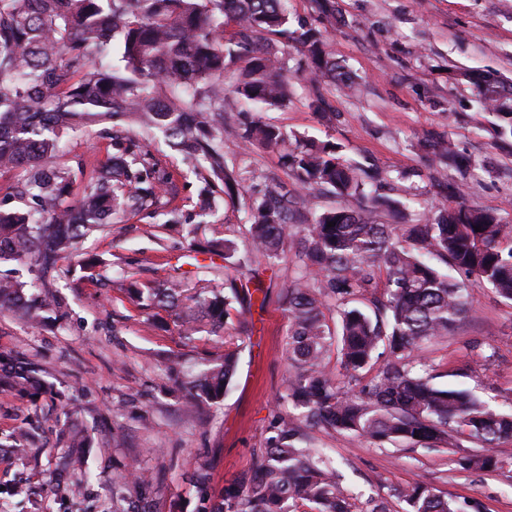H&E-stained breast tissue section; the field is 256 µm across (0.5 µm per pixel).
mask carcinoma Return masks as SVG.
Masks as SVG:
<instances>
[{
    "label": "carcinoma",
    "mask_w": 512,
    "mask_h": 512,
    "mask_svg": "<svg viewBox=\"0 0 512 512\" xmlns=\"http://www.w3.org/2000/svg\"><path fill=\"white\" fill-rule=\"evenodd\" d=\"M290 45L310 61L312 90L323 75L343 91L352 87L318 27H290L288 0H0V174H19L15 194L26 199L24 210L0 207V263L15 261L52 280L60 262L112 219L155 214L175 191L173 175L136 135L162 134L200 183L197 216L212 214L224 196L243 212L241 240L215 226L202 248L224 259V287L176 281L130 288L144 310L178 311L185 334L205 321L224 335V355L185 374L198 402L223 398L236 373L238 341L248 329L232 313L257 301L248 283L272 261L288 264V375L280 400L292 411L272 417L251 468L218 496L201 497L198 512H356L332 459L313 448L315 430L397 449L459 448L465 434L478 450L456 459L464 471L496 469L494 448L512 438V413L491 410L467 390L437 386L435 367L421 355L471 305L450 272L512 301V222L467 204L447 182L454 206L434 207L416 224L379 223L372 215L396 212L402 202L369 191L378 175L345 159L339 146L227 111L229 71L239 97L288 105L282 48ZM451 79L473 85L495 111V138L512 139V86L466 71ZM102 124L112 157L74 203L73 169L58 162L62 137ZM229 138L244 151L282 152L291 185L242 194L239 168L224 151ZM470 165L449 141L431 151L442 176ZM313 197L325 205L311 217ZM338 198L360 206H338ZM25 288L0 277V312L40 323L58 299L27 296ZM333 358L341 377L329 368ZM7 383L36 389L43 379L37 367L20 363ZM145 483L133 471L113 481L112 494L125 499ZM395 497L406 504L403 512L476 508L419 482Z\"/></svg>",
    "instance_id": "carcinoma-1"
}]
</instances>
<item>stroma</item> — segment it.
Listing matches in <instances>:
<instances>
[{
    "label": "stroma",
    "mask_w": 512,
    "mask_h": 512,
    "mask_svg": "<svg viewBox=\"0 0 512 512\" xmlns=\"http://www.w3.org/2000/svg\"><path fill=\"white\" fill-rule=\"evenodd\" d=\"M336 64L357 89L344 96L321 81L325 111L312 105L304 55L287 49L293 93L287 106L266 110L227 92L225 103L286 130L339 144L346 157L380 172V193L399 186L409 222L445 202L431 178L422 138L447 140L470 155L463 172L449 170L470 205L512 220V148L494 143L492 114L469 85L449 80L473 71L512 81V0H336V23L323 32ZM151 151L173 172L172 206L192 212L199 185L181 156L161 139ZM65 162L76 169L74 194L112 154L109 139L77 131ZM238 165L251 194L286 179L278 152L257 148ZM166 213L104 226L62 262L51 282L62 300V326L0 315V377L12 364L40 369L53 393L0 386V512H128L113 501L112 483L130 465L150 478L149 512H196L201 493L217 495L252 462L286 381L287 333L283 266L261 274L263 306L247 319L237 372L223 398L196 403L175 390L168 364L199 369L224 351L223 336L179 333L175 313L148 321L126 292L130 282L181 280L224 285V261L195 251L209 239L205 224L169 228ZM100 262L101 277L83 280L80 263ZM474 311L448 338L426 344L439 385L464 388L497 411L512 412V302L492 288L472 287ZM83 447H73L72 435ZM333 459L342 487L358 504L421 482L439 495L475 500L481 512H512V439L496 449L498 469L460 470L444 448L379 449L348 434L315 432Z\"/></svg>",
    "instance_id": "stroma-1"
}]
</instances>
